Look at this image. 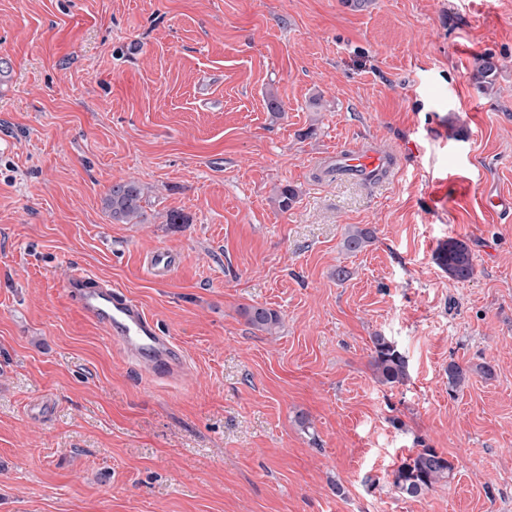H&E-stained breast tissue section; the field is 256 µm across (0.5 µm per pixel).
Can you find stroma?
Here are the masks:
<instances>
[{
  "label": "stroma",
  "instance_id": "obj_1",
  "mask_svg": "<svg viewBox=\"0 0 512 512\" xmlns=\"http://www.w3.org/2000/svg\"><path fill=\"white\" fill-rule=\"evenodd\" d=\"M372 141L390 180L321 174ZM120 180L148 190L139 223L104 207ZM508 195L512 0H0V512H512V213L483 202ZM451 238L468 281L435 260ZM75 262L185 379L122 361L66 294ZM376 335L404 383L374 378ZM424 447L452 475L405 497ZM436 261L454 280L466 281L474 275L473 254L467 242L463 240L448 239L439 247ZM146 263L154 276L167 277L175 269L177 256L165 247H157L147 256ZM244 314L250 326L267 332L279 325L281 320L276 311L262 306H251L245 309Z\"/></svg>",
  "mask_w": 512,
  "mask_h": 512
}]
</instances>
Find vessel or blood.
Masks as SVG:
<instances>
[{"label":"vessel or blood","instance_id":"b4317fda","mask_svg":"<svg viewBox=\"0 0 512 512\" xmlns=\"http://www.w3.org/2000/svg\"><path fill=\"white\" fill-rule=\"evenodd\" d=\"M333 164L338 171L378 182L393 174L397 156L383 148L348 146L337 149ZM146 263L154 276L166 277L174 271L177 257L158 247L147 256ZM64 288L82 315L100 328L117 346L122 359L141 374L150 379L183 374L186 360L176 340L125 290L81 270L70 274Z\"/></svg>","mask_w":512,"mask_h":512}]
</instances>
